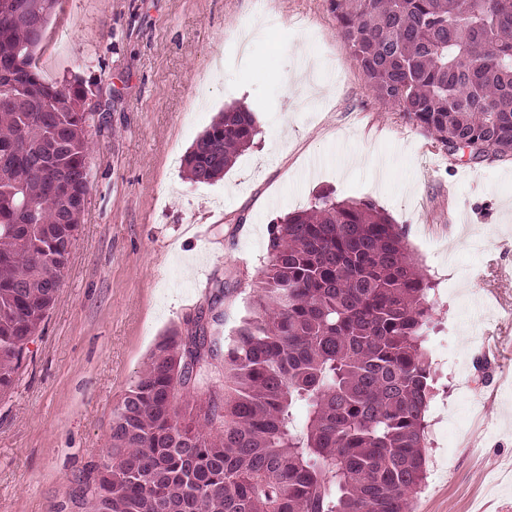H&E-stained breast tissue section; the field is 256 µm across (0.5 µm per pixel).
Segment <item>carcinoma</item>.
Wrapping results in <instances>:
<instances>
[{"mask_svg": "<svg viewBox=\"0 0 512 512\" xmlns=\"http://www.w3.org/2000/svg\"><path fill=\"white\" fill-rule=\"evenodd\" d=\"M380 102L444 151L512 157V0H326ZM48 24L0 27V397L14 388L63 280L88 195L82 79L47 83ZM255 113H218L184 158L224 176ZM47 155L48 173L30 164ZM249 315L219 346L173 330L112 411L109 448L77 478L92 512H413L432 391L423 349L430 281L405 232L366 201L318 196L270 227ZM220 359L224 393L212 390Z\"/></svg>", "mask_w": 512, "mask_h": 512, "instance_id": "carcinoma-1", "label": "carcinoma"}]
</instances>
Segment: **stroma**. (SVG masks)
<instances>
[{
    "instance_id": "35a3bbf8",
    "label": "stroma",
    "mask_w": 512,
    "mask_h": 512,
    "mask_svg": "<svg viewBox=\"0 0 512 512\" xmlns=\"http://www.w3.org/2000/svg\"><path fill=\"white\" fill-rule=\"evenodd\" d=\"M49 32L41 72L89 81L104 123L55 305L0 398V512H59L160 339L213 304L230 336L271 225L321 192L383 209L433 284L416 507L512 512V158L448 155L376 101L325 0H62ZM239 105L255 145L190 182L186 152Z\"/></svg>"
}]
</instances>
